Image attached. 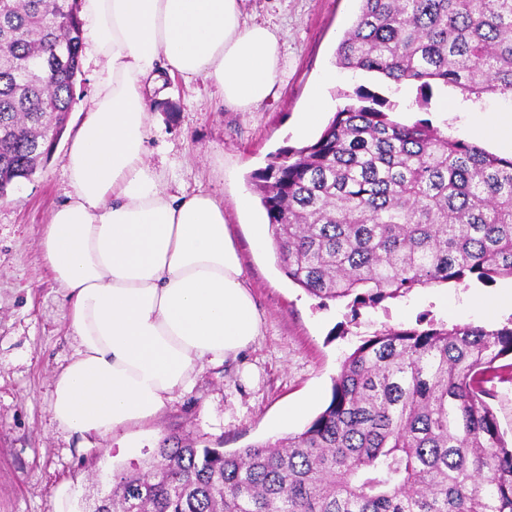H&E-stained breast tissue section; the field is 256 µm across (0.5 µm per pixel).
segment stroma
Here are the masks:
<instances>
[{
    "label": "stroma",
    "mask_w": 512,
    "mask_h": 512,
    "mask_svg": "<svg viewBox=\"0 0 512 512\" xmlns=\"http://www.w3.org/2000/svg\"><path fill=\"white\" fill-rule=\"evenodd\" d=\"M360 6V0H247L248 22L273 28L282 53L273 94L252 111L224 108L209 82L187 85L160 73L149 103L148 160L170 190L211 191L223 201L261 329L237 358L207 367L194 389L155 422L130 429L129 448L117 435L66 431L49 412L52 379L76 344L64 317V291L42 258L39 236L51 210L67 199L69 138L92 105L94 75L102 67L83 53L75 104L57 146L30 179L0 199V512H56L63 487L72 512H92L110 492L113 475L142 465L166 435L187 434L197 447L219 443L230 452L302 431L328 404L344 358L376 332L412 328L421 320L497 328L512 319V310L494 303L512 285L510 276L417 288L355 313L349 300L309 295L281 270L273 244L260 249L253 243V222L263 207L251 175L278 149L304 146L295 122L312 92L328 103L326 121L362 85L395 103L399 122L427 119L446 135L469 138L468 114L441 111L444 98H460L458 89L434 86L422 110L415 86L398 89L374 74L336 69V48ZM331 69L336 78L325 81ZM243 198L249 209L239 208ZM475 293L486 297L485 309L471 308ZM286 403L302 412L284 423L279 410Z\"/></svg>",
    "instance_id": "obj_1"
}]
</instances>
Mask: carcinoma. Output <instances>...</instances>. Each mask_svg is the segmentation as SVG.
I'll return each instance as SVG.
<instances>
[{
    "instance_id": "carcinoma-1",
    "label": "carcinoma",
    "mask_w": 512,
    "mask_h": 512,
    "mask_svg": "<svg viewBox=\"0 0 512 512\" xmlns=\"http://www.w3.org/2000/svg\"><path fill=\"white\" fill-rule=\"evenodd\" d=\"M336 65L479 99L512 95V0H360ZM77 0H0V184L33 175L71 111ZM312 144L253 175L288 278L376 306L415 288L512 276V158L392 118L357 87ZM500 328L388 329L345 357L300 433L233 452L166 436L94 512H512L507 448L485 384Z\"/></svg>"
}]
</instances>
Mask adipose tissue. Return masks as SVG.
<instances>
[{
	"mask_svg": "<svg viewBox=\"0 0 512 512\" xmlns=\"http://www.w3.org/2000/svg\"><path fill=\"white\" fill-rule=\"evenodd\" d=\"M79 17L103 68L65 157L71 191L40 237L76 343L50 411L105 436L155 420L260 333L223 203L170 192L147 162L157 71L208 80L248 112L272 94L281 46L242 0H80Z\"/></svg>",
	"mask_w": 512,
	"mask_h": 512,
	"instance_id": "adipose-tissue-1",
	"label": "adipose tissue"
}]
</instances>
